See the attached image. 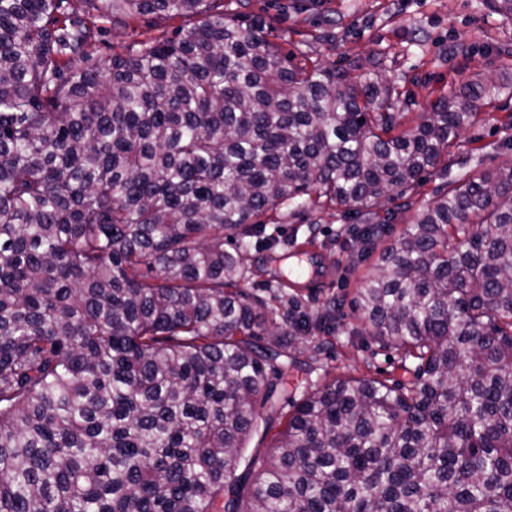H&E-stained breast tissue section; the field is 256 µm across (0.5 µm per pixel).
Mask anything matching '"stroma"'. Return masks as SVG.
<instances>
[{
    "label": "stroma",
    "instance_id": "1",
    "mask_svg": "<svg viewBox=\"0 0 512 512\" xmlns=\"http://www.w3.org/2000/svg\"><path fill=\"white\" fill-rule=\"evenodd\" d=\"M246 12L270 24L271 41L285 52L302 53L325 64L378 60L383 79L400 94L394 110L403 130L415 125L439 92L512 59V20L493 13L485 0H307L303 10L295 9L294 0H250ZM194 23L191 17L165 20L148 14L126 27H107L90 49L91 62L104 65L134 42ZM493 111L496 120L480 121L462 131L453 165L429 170L420 185L406 191V198L418 205L431 202L437 192L469 171L492 170L512 161V127L502 122L512 115V88L501 91ZM379 212L391 220L371 247L354 241L363 226L362 217L354 212L327 206L297 215L285 208L279 212L276 253H293L309 242L322 261L318 287H294L291 295L313 315L328 303L337 305L329 332L297 338L302 350L318 343L323 346L312 381L400 374L398 351L362 336L350 305L381 250L396 243L414 218L413 211H398L389 200Z\"/></svg>",
    "mask_w": 512,
    "mask_h": 512
}]
</instances>
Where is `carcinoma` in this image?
I'll return each instance as SVG.
<instances>
[{
  "label": "carcinoma",
  "instance_id": "carcinoma-1",
  "mask_svg": "<svg viewBox=\"0 0 512 512\" xmlns=\"http://www.w3.org/2000/svg\"><path fill=\"white\" fill-rule=\"evenodd\" d=\"M80 2L0 0V512H512V163L419 206L356 290L399 378L283 412L311 362L246 289L281 206L379 238L509 74L397 133L374 61L296 64L224 0ZM144 14L198 20L89 63Z\"/></svg>",
  "mask_w": 512,
  "mask_h": 512
}]
</instances>
